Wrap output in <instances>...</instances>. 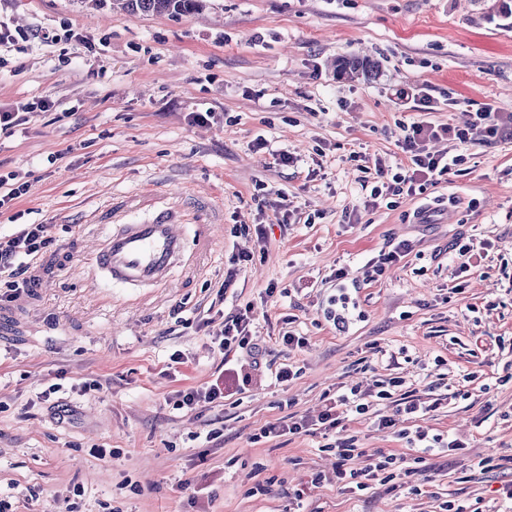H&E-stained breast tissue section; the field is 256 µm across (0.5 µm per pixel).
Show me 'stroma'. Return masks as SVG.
I'll use <instances>...</instances> for the list:
<instances>
[{
  "label": "stroma",
  "instance_id": "stroma-1",
  "mask_svg": "<svg viewBox=\"0 0 512 512\" xmlns=\"http://www.w3.org/2000/svg\"><path fill=\"white\" fill-rule=\"evenodd\" d=\"M475 15L464 0H209L200 14L137 17L0 0L9 26L58 36L0 53V105H58L0 135V175L29 186L0 207V236L47 224L55 239L41 287L0 302L5 512H442L448 500L512 512L500 495L512 483V133L431 142L461 161L416 194L368 208L360 186L377 163L406 165L400 124L512 114V27ZM352 55L378 59L379 74L337 76L334 60ZM418 88L431 110L402 98ZM147 189L183 205L187 255L165 286L123 288L90 263L113 227L88 217L111 200L149 208ZM208 212L203 243L195 221ZM475 237L492 247L465 273L455 245ZM401 240L411 253L367 277ZM341 267L358 309L339 331L327 310ZM248 306L258 355L220 349ZM289 332L307 345L288 349ZM286 364L297 376L276 381ZM393 377L442 401L408 429L465 454H423L378 429L396 410L379 401L344 421L365 450L352 467L380 452L424 461L354 494L327 479L334 435L258 436ZM219 379L223 401L178 408L180 391Z\"/></svg>",
  "mask_w": 512,
  "mask_h": 512
}]
</instances>
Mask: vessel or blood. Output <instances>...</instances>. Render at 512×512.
<instances>
[{
    "instance_id": "vessel-or-blood-1",
    "label": "vessel or blood",
    "mask_w": 512,
    "mask_h": 512,
    "mask_svg": "<svg viewBox=\"0 0 512 512\" xmlns=\"http://www.w3.org/2000/svg\"><path fill=\"white\" fill-rule=\"evenodd\" d=\"M129 205L111 202L94 210L91 220L112 225V233L92 251L97 267L112 282L131 286L161 284L179 262L186 240L179 230L185 221L180 203L166 201L140 221L127 218Z\"/></svg>"
}]
</instances>
